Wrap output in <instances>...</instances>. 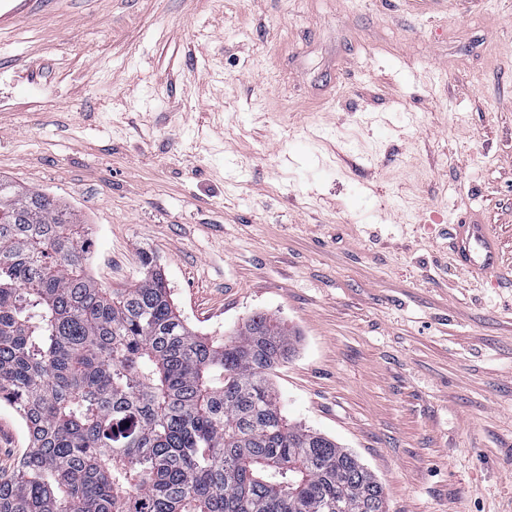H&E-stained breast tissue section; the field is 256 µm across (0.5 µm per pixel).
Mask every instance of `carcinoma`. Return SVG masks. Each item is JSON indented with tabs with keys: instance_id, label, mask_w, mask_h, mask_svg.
Here are the masks:
<instances>
[{
	"instance_id": "cac0c4a2",
	"label": "carcinoma",
	"mask_w": 512,
	"mask_h": 512,
	"mask_svg": "<svg viewBox=\"0 0 512 512\" xmlns=\"http://www.w3.org/2000/svg\"><path fill=\"white\" fill-rule=\"evenodd\" d=\"M88 225L0 177V402L31 446L0 512H387L352 452L293 424L271 383L293 332L191 331L143 252L121 291L86 272Z\"/></svg>"
}]
</instances>
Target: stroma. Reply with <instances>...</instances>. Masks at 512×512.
Returning <instances> with one entry per match:
<instances>
[{
  "mask_svg": "<svg viewBox=\"0 0 512 512\" xmlns=\"http://www.w3.org/2000/svg\"><path fill=\"white\" fill-rule=\"evenodd\" d=\"M155 255L189 327L294 329L290 421L388 512H512V0H31L0 25V177ZM501 272L453 261L451 225ZM29 447L0 403V478ZM459 241L458 261L461 269L477 279L499 274L498 246L485 231L484 224H456Z\"/></svg>",
  "mask_w": 512,
  "mask_h": 512,
  "instance_id": "stroma-1",
  "label": "stroma"
}]
</instances>
